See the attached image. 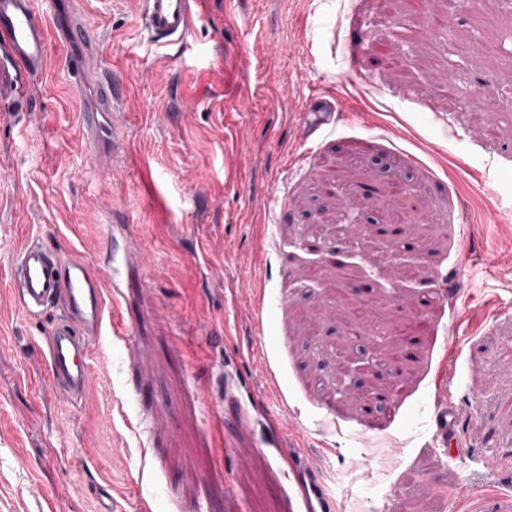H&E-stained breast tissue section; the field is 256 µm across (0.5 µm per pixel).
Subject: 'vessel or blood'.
Here are the masks:
<instances>
[{"instance_id":"b4317fda","label":"vessel or blood","mask_w":512,"mask_h":512,"mask_svg":"<svg viewBox=\"0 0 512 512\" xmlns=\"http://www.w3.org/2000/svg\"><path fill=\"white\" fill-rule=\"evenodd\" d=\"M141 30L155 46L184 44L191 36L202 0H137ZM61 0H47L46 10H38L36 0H0V60L7 62L16 76L43 72L49 42L58 39L82 43L80 53L67 58L72 82L84 81L89 64L97 55L84 42L86 29L67 22L50 33L46 19L57 15ZM103 267L66 257L40 241L31 242L15 262L11 277L26 310L38 313L52 304L62 307L47 343L46 360L58 394L72 399L85 393L90 382V345L100 335L105 322L106 303L101 284ZM437 437L442 447H452L454 412L446 406L435 412ZM304 512H334V499L318 472L303 467L299 456L287 458Z\"/></svg>"}]
</instances>
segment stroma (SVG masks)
I'll return each instance as SVG.
<instances>
[{
  "mask_svg": "<svg viewBox=\"0 0 512 512\" xmlns=\"http://www.w3.org/2000/svg\"><path fill=\"white\" fill-rule=\"evenodd\" d=\"M76 9L121 91L112 141L79 123L101 102L67 76L79 44L51 40L23 99L0 89V512H300L297 450L335 512L511 495L512 0H206L182 47L143 37L136 0ZM399 176L405 232L371 240ZM33 239L109 267L72 400L45 359L59 309L29 313L10 282ZM420 303L431 331L408 352L392 328ZM337 349L395 359L390 418L355 404ZM435 419L437 425V437L441 442L440 447L447 449L451 448L454 443V435H451V425L455 420L454 411L447 405L438 406L435 412Z\"/></svg>",
  "mask_w": 512,
  "mask_h": 512,
  "instance_id": "35a3bbf8",
  "label": "stroma"
}]
</instances>
